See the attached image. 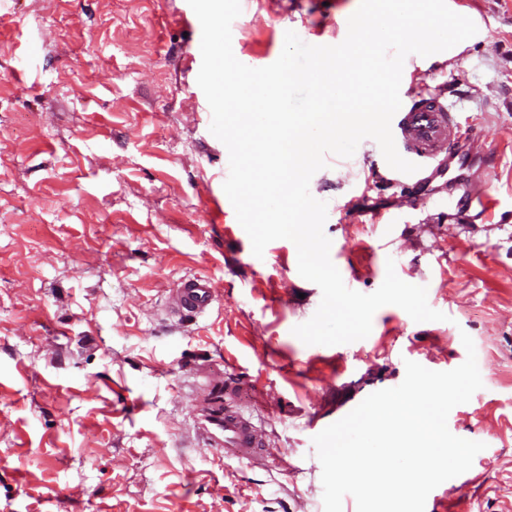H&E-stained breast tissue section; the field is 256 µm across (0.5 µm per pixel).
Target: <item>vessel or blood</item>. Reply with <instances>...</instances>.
Returning a JSON list of instances; mask_svg holds the SVG:
<instances>
[{
  "instance_id": "b4317fda",
  "label": "vessel or blood",
  "mask_w": 512,
  "mask_h": 512,
  "mask_svg": "<svg viewBox=\"0 0 512 512\" xmlns=\"http://www.w3.org/2000/svg\"><path fill=\"white\" fill-rule=\"evenodd\" d=\"M392 132L399 154L418 164L419 169L412 174L387 169L385 180L389 185L404 192L444 178L451 188L461 189L459 205L484 202L487 177L471 175L474 158L460 161L450 151L462 133L457 115L443 93L410 89L401 98V107L392 120ZM456 164L461 165L463 173L454 177L450 171ZM211 302V283L198 276L183 279L171 295L172 308L178 313L200 315ZM238 391L234 375H227L201 395L195 409L203 419L200 436L207 447L223 449L225 456L251 464L262 454L267 441L262 426L238 407Z\"/></svg>"
}]
</instances>
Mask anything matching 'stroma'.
Returning <instances> with one entry per match:
<instances>
[{
	"instance_id": "obj_1",
	"label": "stroma",
	"mask_w": 512,
	"mask_h": 512,
	"mask_svg": "<svg viewBox=\"0 0 512 512\" xmlns=\"http://www.w3.org/2000/svg\"><path fill=\"white\" fill-rule=\"evenodd\" d=\"M359 2L241 0L233 52L261 68L290 30L339 44ZM447 4L477 32L420 58L415 80L444 89L491 153V203L460 212L446 189L389 187L370 138L327 155L309 189L342 278L370 294L394 261L445 318L387 305L367 338L322 346L292 333L322 298L294 243L258 258L237 220L213 217L229 155L187 0H0V512H324L322 423L401 384L406 361L460 366L465 333L483 387L447 425L485 448L425 512L458 495L468 512H512V0ZM194 275L213 285L209 310L170 315ZM203 366L235 373L271 440L263 461L204 447Z\"/></svg>"
}]
</instances>
